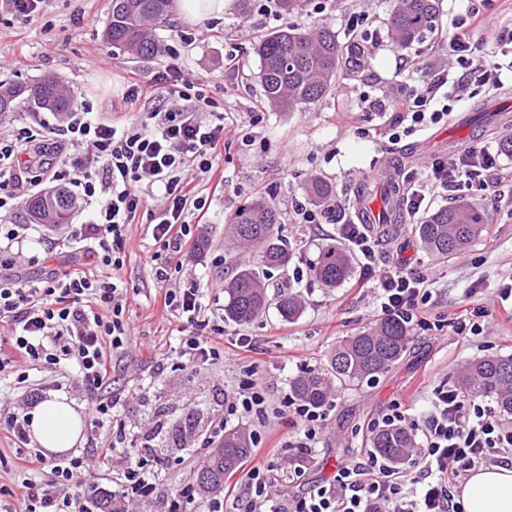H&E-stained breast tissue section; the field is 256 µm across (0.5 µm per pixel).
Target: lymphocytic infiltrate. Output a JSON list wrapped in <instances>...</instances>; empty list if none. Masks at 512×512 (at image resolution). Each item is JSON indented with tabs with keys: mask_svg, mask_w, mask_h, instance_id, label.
<instances>
[{
	"mask_svg": "<svg viewBox=\"0 0 512 512\" xmlns=\"http://www.w3.org/2000/svg\"><path fill=\"white\" fill-rule=\"evenodd\" d=\"M491 34L494 50L483 54L476 31ZM447 68L428 71L422 89L397 98L389 124L391 142L418 127L442 122L454 110L459 91L477 75L481 85L500 84L512 72V28L499 26L496 17L475 0H466L446 36ZM153 79L175 102L174 107L152 108L139 125L119 128L94 118V106L82 89L71 91L72 105L62 121L44 113L24 115L20 128L0 135V210H12L23 185L22 151L32 145L46 150L48 137L59 148L72 149L66 169H53L46 159L34 164L52 180L77 188L91 207L88 224L78 234L58 241L59 249L79 245L96 271H55L38 281L0 275V325L8 333L9 351L0 350V371L23 359L53 369L74 362L87 389L106 383L114 352L128 347L131 328L123 317L127 294L114 282L126 255L125 225L140 212L164 202L152 236L161 251L182 253L191 237L188 216L204 211L207 201L187 193L190 176L212 172L215 150L224 140V115L203 88H191L181 69L170 64ZM497 154L482 145H470L435 159L423 175L407 173L406 206L419 213L427 196L436 190L454 196L484 197L504 181ZM297 212L306 224H332L336 238L359 260L356 288L373 290L377 314L425 325L422 305L432 297L423 272L391 265L380 251L369 225L347 215L341 201L316 209L302 203ZM165 309L176 313L189 332L181 336L179 354L193 362L223 358L216 341L206 336L198 289L167 291ZM45 388L27 395L24 411L10 413L5 423L16 445L15 468L24 473L14 502L0 505V512H95L97 500L86 488L88 456L60 457L31 447L26 410L45 395ZM266 410V392L258 379L240 384L224 400L228 422ZM280 412L290 425L285 442L289 448H314L321 444L327 408H310L284 397ZM414 427L421 436L420 451L408 469L390 468L376 455L366 460H342L331 482L310 488L299 497L283 498L271 489L272 463L249 465L237 480L232 498L213 501L208 512H462L457 481L467 472L488 463L512 462V425L503 423L495 409L469 403L458 389L435 388L429 408ZM46 482H39V475Z\"/></svg>",
	"mask_w": 512,
	"mask_h": 512,
	"instance_id": "lymphocytic-infiltrate-1",
	"label": "lymphocytic infiltrate"
}]
</instances>
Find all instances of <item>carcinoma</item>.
Wrapping results in <instances>:
<instances>
[{
    "mask_svg": "<svg viewBox=\"0 0 512 512\" xmlns=\"http://www.w3.org/2000/svg\"><path fill=\"white\" fill-rule=\"evenodd\" d=\"M175 0H112L104 38L108 45L131 55L152 57L159 52L153 29L172 17ZM440 0H393L387 18V33L392 44L408 48L421 44L437 28ZM359 32L347 38L329 25L313 30L287 26L258 38L255 50L260 61L259 78L265 100L277 111L306 108L329 95L345 72L355 77L351 65ZM24 106L31 111L66 112L70 94L53 75L33 84H14L0 89V112H13ZM314 205L333 197V185L314 177L303 186ZM76 205L75 199L61 190L57 195H31L24 205L27 224H65ZM485 210L469 201L428 213L415 225L419 247L429 256L450 260L457 257L485 232ZM225 236L241 244L259 247V263L241 268L224 284V319L248 325L270 307H275L288 322L299 319L304 306L300 294L280 291L276 297L267 291V271L288 270L296 255L281 234L280 214L274 204L260 197L240 207L225 224ZM310 271L326 288L346 282L353 273V259L343 247L332 244L322 249ZM410 328L396 318H383L336 344L324 368L300 372L289 381L291 396L311 407L328 404L346 386L375 381L389 372L407 353ZM464 397L488 398L500 413L512 415V355L487 356L467 363L459 382ZM367 444L398 468L414 458L417 445L407 428L395 427L370 432ZM253 452L251 433L244 427L224 430V438L203 461L197 476L201 498L224 492V479Z\"/></svg>",
    "mask_w": 512,
    "mask_h": 512,
    "instance_id": "carcinoma-1",
    "label": "carcinoma"
}]
</instances>
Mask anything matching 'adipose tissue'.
Listing matches in <instances>:
<instances>
[{"mask_svg": "<svg viewBox=\"0 0 512 512\" xmlns=\"http://www.w3.org/2000/svg\"><path fill=\"white\" fill-rule=\"evenodd\" d=\"M30 420L35 442L51 453L69 451L83 435V416L64 396L37 405ZM460 499L464 512H512V468L490 465L470 472Z\"/></svg>", "mask_w": 512, "mask_h": 512, "instance_id": "obj_1", "label": "adipose tissue"}]
</instances>
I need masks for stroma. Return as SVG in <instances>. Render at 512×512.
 I'll list each match as a JSON object with an SVG mask.
<instances>
[{"instance_id": "stroma-1", "label": "stroma", "mask_w": 512, "mask_h": 512, "mask_svg": "<svg viewBox=\"0 0 512 512\" xmlns=\"http://www.w3.org/2000/svg\"><path fill=\"white\" fill-rule=\"evenodd\" d=\"M110 0H47L41 13L25 19L0 4V84L32 82L52 74L65 87L85 90L101 120L120 125L138 123L150 102L143 99L123 112H110L113 99L121 96L124 78L136 71L144 85L171 58H178L184 77L204 85L224 109V143L216 153V167L224 188L211 194L205 176L195 178L187 190L210 197L211 203L193 233L208 238L204 252L184 253L171 261L170 279L158 282L151 256L155 251L152 218L141 213L126 225L123 247L126 262L116 271L119 287L127 291L124 316L134 338L125 351L112 358L109 383L101 393L119 397V411L129 442L159 462L156 490L134 500V512H169V502L182 488L195 487L196 472L210 449L203 439L224 417V398L237 388L249 366H256L266 389L267 413L245 422L257 436L252 461L290 458L284 447L289 427L277 414L289 392L288 381L302 369L322 364L343 337L374 323V294L350 286L326 288L317 282L310 266L321 248L335 237L330 224L300 223L295 206L303 200V184L319 176L331 181L345 204H352L356 180L370 167L399 164L406 170L421 168L447 154V133L456 141L483 139L498 147L511 129L502 121L479 118V111L512 107V81L501 87H480L464 96L447 122L414 132L391 143L389 113L368 111L366 100H390L398 86L415 84L417 76L400 70L401 58L434 68L446 62V51L432 40L400 49L386 37L385 22L390 0H312L302 14H282L275 0H230L222 17L199 23L173 14L169 24L155 32L161 52L140 58L119 50L97 64L86 59L94 48L104 46ZM365 11L368 18L360 30L375 44L358 78L340 81L335 93L308 109L278 112L262 102L259 59L254 43L259 35L294 25L312 29L330 24L339 34L350 30L351 13ZM262 196L281 213L282 234L300 246V254L287 272H272L269 293L285 284H295L305 300L299 321H283L268 310L247 326L224 318V282L239 264L253 260V253L224 240L228 218L245 202ZM488 232L469 251L444 262L422 256L420 268L430 278V321L447 319L461 307L467 288L480 284L483 296L499 300L500 290L512 283V186L505 187L497 206L487 207ZM90 219V210L79 205L69 223L39 224L27 230L15 257L13 274L41 279L54 268L91 271L81 256L63 260L53 240L79 230ZM196 286L204 293L205 314L211 324L224 328V358L201 368L180 364L173 348L182 324L164 313L161 299L170 289ZM252 337L255 348L241 355L239 336ZM410 349L387 374L375 382L341 390L336 407L325 423L323 445L305 452V474L290 480L287 469L273 472V489L293 496L330 479L338 462L363 456L367 429L373 418L393 403L418 417L432 390L441 383L458 385L462 366L489 355L512 354V319L496 315L483 324L480 335L458 340L449 330H415ZM29 380L18 383L15 372H0V418L21 404L32 385L54 379L63 383L62 393L81 408H88L94 395L80 381L74 368L50 373L29 369ZM194 414L196 426L181 440L172 433L186 414Z\"/></svg>"}]
</instances>
